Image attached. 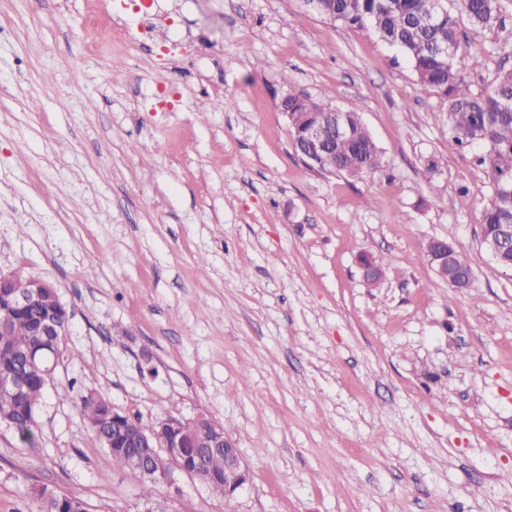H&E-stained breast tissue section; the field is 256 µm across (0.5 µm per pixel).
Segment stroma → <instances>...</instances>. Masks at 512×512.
Wrapping results in <instances>:
<instances>
[{"label":"stroma","mask_w":512,"mask_h":512,"mask_svg":"<svg viewBox=\"0 0 512 512\" xmlns=\"http://www.w3.org/2000/svg\"><path fill=\"white\" fill-rule=\"evenodd\" d=\"M90 22L127 36L90 43ZM460 27L490 59L473 87L512 68V0ZM287 87L359 112L382 170H309ZM480 153L449 150L402 54L305 0H0V272L71 315L38 447L0 427V512H36L31 485L89 512H512V271L481 241ZM434 237L469 288L436 276ZM86 391L146 424L223 422L248 483L229 504L133 483ZM425 249V256L429 258L436 275L443 281L448 280L451 288H460L459 282L471 271L462 253L446 239L440 238L429 239Z\"/></svg>","instance_id":"stroma-1"}]
</instances>
